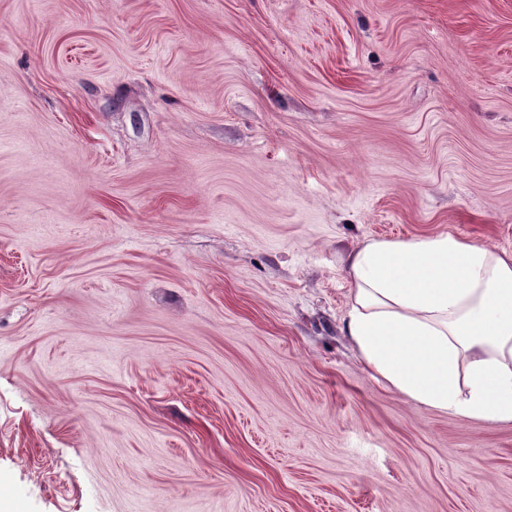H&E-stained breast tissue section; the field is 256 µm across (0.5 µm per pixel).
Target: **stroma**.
Returning <instances> with one entry per match:
<instances>
[{"instance_id": "1", "label": "stroma", "mask_w": 512, "mask_h": 512, "mask_svg": "<svg viewBox=\"0 0 512 512\" xmlns=\"http://www.w3.org/2000/svg\"><path fill=\"white\" fill-rule=\"evenodd\" d=\"M448 234L512 254V0H0V512H512L343 331Z\"/></svg>"}]
</instances>
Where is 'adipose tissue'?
<instances>
[{
	"label": "adipose tissue",
	"mask_w": 512,
	"mask_h": 512,
	"mask_svg": "<svg viewBox=\"0 0 512 512\" xmlns=\"http://www.w3.org/2000/svg\"><path fill=\"white\" fill-rule=\"evenodd\" d=\"M343 330L373 376L454 416L512 422V255L451 235L349 255Z\"/></svg>",
	"instance_id": "adipose-tissue-1"
}]
</instances>
